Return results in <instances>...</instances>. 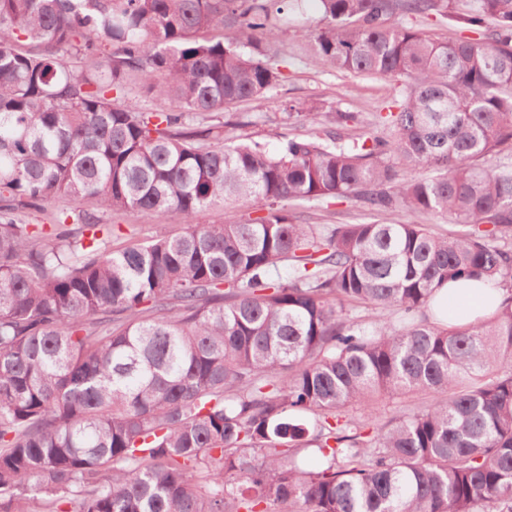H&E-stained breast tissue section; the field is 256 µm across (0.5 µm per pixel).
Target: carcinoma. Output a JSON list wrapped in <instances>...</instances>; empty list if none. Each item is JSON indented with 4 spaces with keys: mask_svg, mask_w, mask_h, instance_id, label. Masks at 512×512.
<instances>
[{
    "mask_svg": "<svg viewBox=\"0 0 512 512\" xmlns=\"http://www.w3.org/2000/svg\"><path fill=\"white\" fill-rule=\"evenodd\" d=\"M295 2L0 0V512H512V0H320L309 63L393 78L396 111L295 103L322 134L228 144ZM431 11L493 29L404 22ZM57 197L185 231L114 251L81 211L22 221ZM327 199L462 229L299 222ZM240 201L259 216L195 223ZM459 279L509 298L434 321ZM408 22H411L427 36L437 41H452L460 37L479 38L478 34L467 32L455 22L441 18L439 15L434 14V12L429 15L410 16ZM436 397L437 396L435 394H409L398 396L386 395L377 398L372 405L375 409V412H377L379 419L381 421H386L391 417L401 415L416 407L425 405L427 402L434 400Z\"/></svg>",
    "mask_w": 512,
    "mask_h": 512,
    "instance_id": "1",
    "label": "carcinoma"
}]
</instances>
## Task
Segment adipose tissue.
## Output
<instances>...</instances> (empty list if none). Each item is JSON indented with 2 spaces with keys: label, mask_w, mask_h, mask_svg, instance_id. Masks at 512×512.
<instances>
[{
  "label": "adipose tissue",
  "mask_w": 512,
  "mask_h": 512,
  "mask_svg": "<svg viewBox=\"0 0 512 512\" xmlns=\"http://www.w3.org/2000/svg\"><path fill=\"white\" fill-rule=\"evenodd\" d=\"M504 299V291H487L477 281L451 280L436 291L435 312L442 323L467 325L490 316Z\"/></svg>",
  "instance_id": "1"
}]
</instances>
